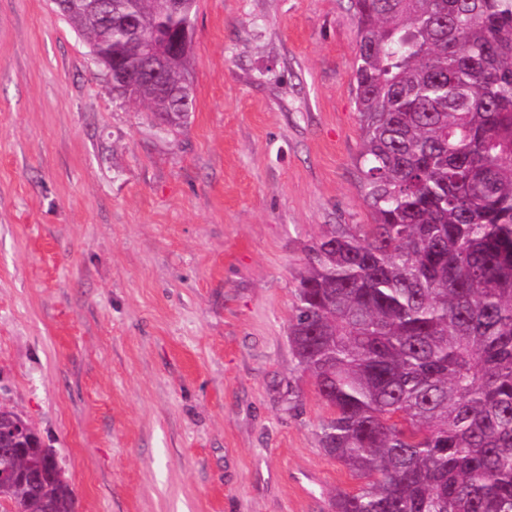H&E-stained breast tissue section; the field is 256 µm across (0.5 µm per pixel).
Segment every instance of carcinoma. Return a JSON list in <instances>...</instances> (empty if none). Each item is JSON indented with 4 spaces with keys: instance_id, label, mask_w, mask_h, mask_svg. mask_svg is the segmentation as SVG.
Wrapping results in <instances>:
<instances>
[{
    "instance_id": "obj_1",
    "label": "carcinoma",
    "mask_w": 512,
    "mask_h": 512,
    "mask_svg": "<svg viewBox=\"0 0 512 512\" xmlns=\"http://www.w3.org/2000/svg\"><path fill=\"white\" fill-rule=\"evenodd\" d=\"M95 3L134 28L96 23ZM368 224L307 248L288 324L330 416L324 452L363 480L335 512H512V0H352ZM167 0H71L66 20L141 84L142 46L194 26ZM142 95L168 131L194 90ZM43 448L42 490L72 489Z\"/></svg>"
}]
</instances>
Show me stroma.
I'll return each instance as SVG.
<instances>
[{
	"label": "stroma",
	"instance_id": "stroma-1",
	"mask_svg": "<svg viewBox=\"0 0 512 512\" xmlns=\"http://www.w3.org/2000/svg\"><path fill=\"white\" fill-rule=\"evenodd\" d=\"M350 0H197L189 124L117 99L53 0H0V403L77 512H334L360 482L288 321L369 223Z\"/></svg>",
	"mask_w": 512,
	"mask_h": 512
}]
</instances>
